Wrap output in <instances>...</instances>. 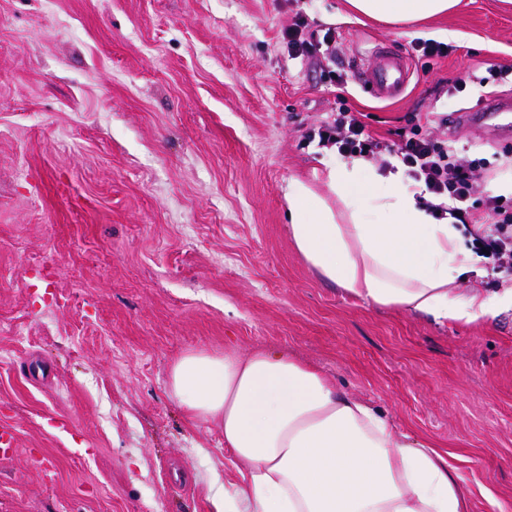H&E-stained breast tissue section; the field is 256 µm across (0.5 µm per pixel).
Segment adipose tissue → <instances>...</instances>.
<instances>
[{
	"mask_svg": "<svg viewBox=\"0 0 512 512\" xmlns=\"http://www.w3.org/2000/svg\"><path fill=\"white\" fill-rule=\"evenodd\" d=\"M390 24L448 13L458 0H348ZM355 161L328 169L327 194L288 182L289 229L311 270L379 308L471 323L512 308V289L460 287L472 250L451 217L420 203L422 183L403 172L359 177ZM170 391L196 420L214 423L239 483L212 498L214 512H469L447 450L397 427L343 393L315 367L281 352L240 357L184 353Z\"/></svg>",
	"mask_w": 512,
	"mask_h": 512,
	"instance_id": "ef3b65f1",
	"label": "adipose tissue"
}]
</instances>
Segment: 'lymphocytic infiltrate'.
Instances as JSON below:
<instances>
[{"mask_svg":"<svg viewBox=\"0 0 512 512\" xmlns=\"http://www.w3.org/2000/svg\"><path fill=\"white\" fill-rule=\"evenodd\" d=\"M281 39L294 59L330 64L339 50L333 32L313 29L303 15L282 30ZM318 137L322 146L342 156L398 158L410 177L424 183L434 200L433 215H449L470 225L474 253L504 282H512V199L500 195L475 199L477 161L458 157L450 145L435 138L433 131L417 124L401 132L395 143L375 137L358 113L344 108L334 123L319 128Z\"/></svg>","mask_w":512,"mask_h":512,"instance_id":"lymphocytic-infiltrate-1","label":"lymphocytic infiltrate"}]
</instances>
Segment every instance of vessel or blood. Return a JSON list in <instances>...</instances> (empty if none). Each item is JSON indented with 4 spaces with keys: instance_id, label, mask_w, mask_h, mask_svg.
Here are the masks:
<instances>
[{
    "instance_id": "1",
    "label": "vessel or blood",
    "mask_w": 512,
    "mask_h": 512,
    "mask_svg": "<svg viewBox=\"0 0 512 512\" xmlns=\"http://www.w3.org/2000/svg\"><path fill=\"white\" fill-rule=\"evenodd\" d=\"M354 80L367 92L389 100L401 95L409 85L410 69L403 53L394 46H381L371 65L357 67ZM466 125L488 130L500 137L512 136V96L494 95L481 99L462 114Z\"/></svg>"
}]
</instances>
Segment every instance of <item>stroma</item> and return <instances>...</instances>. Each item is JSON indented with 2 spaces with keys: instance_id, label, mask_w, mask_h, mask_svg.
<instances>
[{
  "instance_id": "obj_1",
  "label": "stroma",
  "mask_w": 512,
  "mask_h": 512,
  "mask_svg": "<svg viewBox=\"0 0 512 512\" xmlns=\"http://www.w3.org/2000/svg\"><path fill=\"white\" fill-rule=\"evenodd\" d=\"M300 14L335 32L347 105L375 136L425 118L481 161L478 196L512 181V145L445 121L481 97L468 72L512 68L505 0L409 27L346 0H0V426L16 433L0 512H212L239 475L170 369L259 348L446 449L471 512H512V308L470 324L376 308L293 243L289 179L322 189L342 161L311 137L336 86L281 41ZM414 39L448 54L423 60ZM380 43L412 65L392 101L351 81Z\"/></svg>"
}]
</instances>
